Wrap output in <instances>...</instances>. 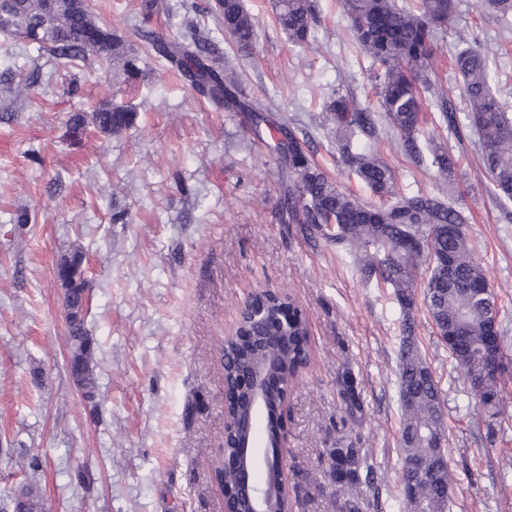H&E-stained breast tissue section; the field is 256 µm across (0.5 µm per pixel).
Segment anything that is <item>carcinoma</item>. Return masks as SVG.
<instances>
[{
	"instance_id": "1",
	"label": "carcinoma",
	"mask_w": 512,
	"mask_h": 512,
	"mask_svg": "<svg viewBox=\"0 0 512 512\" xmlns=\"http://www.w3.org/2000/svg\"><path fill=\"white\" fill-rule=\"evenodd\" d=\"M482 7L507 22L512 0H480ZM350 30L367 53L379 79L378 105L385 126L401 152L415 163L430 161L445 182L455 178V158L431 137H423L424 102L418 81L425 76L439 35L456 15V0H342ZM275 18L296 45L309 43L317 20L314 0H274ZM207 12L220 18L224 33L237 49L250 53L256 40V22L245 0H213ZM10 31L39 51L49 52L64 65L94 55L100 61L120 53L121 38L98 24L84 0H10ZM141 40L166 60L192 90L227 112H248L256 137L266 132L272 150L291 176L283 208L336 251L350 257L364 281L376 279L394 291L403 312L398 348L397 382L400 407V487L405 512H445L454 474L444 459L447 411L440 381L419 346L413 311L417 296L436 334L446 346L466 384V393L491 421L503 414L502 376L487 373L488 358L499 353L508 363L498 327L499 302L489 270L475 256L466 230L463 208L442 193L396 191L395 175L378 154L376 118L354 97H340L330 106L336 125V151L341 162L379 202H365L330 180L311 160L307 142L300 140L284 118L260 100L243 95L238 75L211 61L213 47L195 26L177 40L140 28ZM462 100L459 112L451 99L440 98L439 122L461 143L470 134L478 139L481 167L489 175L499 208L512 216V113L508 103L492 90L496 60L483 48L470 46L455 55ZM103 134H118L132 124L133 113L105 104L92 113ZM455 230L450 232L448 227ZM425 272L423 289L417 277ZM67 306L79 314L70 323L69 339L78 351L93 343L84 327L85 281H63ZM288 325H278L282 308ZM238 337L224 339V380L235 382L237 373L263 350L273 373L291 385L310 362L308 320L292 299L272 296L264 300L262 314L242 312ZM341 396L349 415L362 404L354 380L343 378ZM284 394L266 391V422L271 458H276V433L283 412ZM360 450L338 448L330 454L336 487L359 480ZM17 512H41L33 488L18 491Z\"/></svg>"
}]
</instances>
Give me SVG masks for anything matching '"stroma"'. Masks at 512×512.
<instances>
[{
    "instance_id": "35a3bbf8",
    "label": "stroma",
    "mask_w": 512,
    "mask_h": 512,
    "mask_svg": "<svg viewBox=\"0 0 512 512\" xmlns=\"http://www.w3.org/2000/svg\"><path fill=\"white\" fill-rule=\"evenodd\" d=\"M206 0H89L95 19L124 42L101 70L91 57L69 67L0 33V512L22 485L42 512H224L215 471L224 455L225 336L244 304L270 290L308 318L310 363L288 391L286 471L291 512H402L397 352L402 320L392 289L364 286L322 239L282 213L281 164L249 132L246 114L215 109L147 53L145 26L177 38L188 24L209 32L217 62L249 95L308 134L329 178L363 200L371 192L336 161L324 106L354 96L376 107L378 83L355 43L340 0H315L316 39L295 46L275 20L274 0H245L258 26L239 53ZM457 17L432 61L422 127L440 142L436 93L458 95L453 54L477 40L512 64V22L478 0H456ZM139 71L128 75L126 59ZM38 72L36 87L25 77ZM134 109L114 135L70 119L99 104ZM453 197L464 208L476 255L501 299L498 321L512 359V223L477 157L475 139L452 145ZM382 155L401 189L441 182L391 143ZM84 259V324L95 341L94 399L73 384L59 260ZM413 315L422 352L441 381L448 459L456 472L448 512H512V431L489 435L469 406L447 347L423 305ZM352 376L362 411L340 396ZM360 448L372 483L337 488L329 453ZM85 485L70 479L75 470Z\"/></svg>"
}]
</instances>
